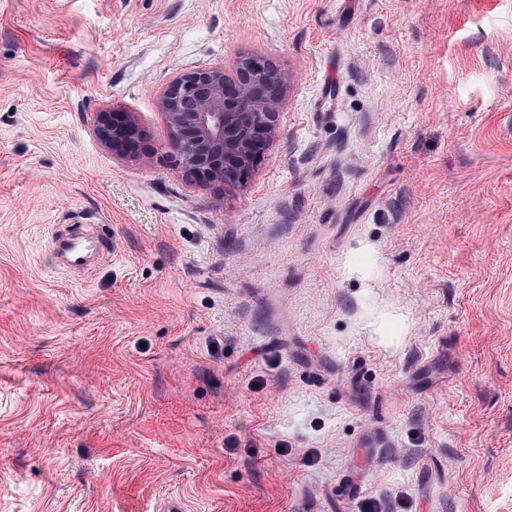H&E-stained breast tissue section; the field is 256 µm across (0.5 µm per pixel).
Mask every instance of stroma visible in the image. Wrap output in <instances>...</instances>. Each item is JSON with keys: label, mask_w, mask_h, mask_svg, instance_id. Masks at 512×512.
<instances>
[{"label": "stroma", "mask_w": 512, "mask_h": 512, "mask_svg": "<svg viewBox=\"0 0 512 512\" xmlns=\"http://www.w3.org/2000/svg\"><path fill=\"white\" fill-rule=\"evenodd\" d=\"M242 56L278 138L185 180L159 97ZM171 496L512 512V0H0V512ZM92 127L96 139L114 159L144 163L150 159L151 153L142 146L141 132L131 112L120 108L97 112ZM56 251L66 268L72 270L84 269L89 255L97 248L106 247L103 241H92L84 236H70L63 239H55Z\"/></svg>", "instance_id": "35a3bbf8"}]
</instances>
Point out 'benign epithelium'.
I'll return each instance as SVG.
<instances>
[{"label": "benign epithelium", "mask_w": 512, "mask_h": 512, "mask_svg": "<svg viewBox=\"0 0 512 512\" xmlns=\"http://www.w3.org/2000/svg\"><path fill=\"white\" fill-rule=\"evenodd\" d=\"M286 78L243 57L231 70L210 67L174 78L159 99L171 151L185 179L224 187L248 177L277 139ZM93 134L118 161L150 159L132 113L98 112Z\"/></svg>", "instance_id": "7a95c632"}]
</instances>
